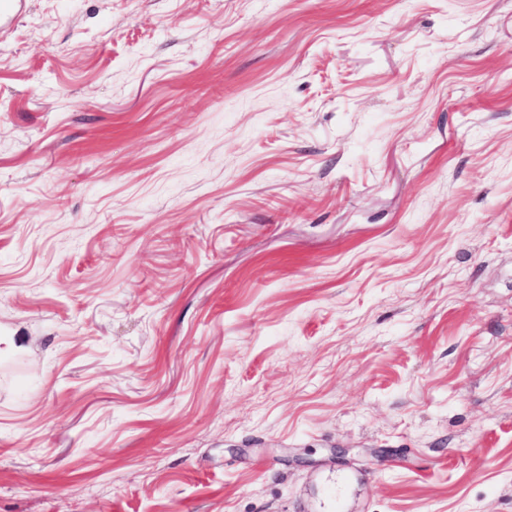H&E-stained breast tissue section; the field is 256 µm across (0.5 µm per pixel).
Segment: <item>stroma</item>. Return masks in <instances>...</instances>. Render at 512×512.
<instances>
[{
  "instance_id": "35a3bbf8",
  "label": "stroma",
  "mask_w": 512,
  "mask_h": 512,
  "mask_svg": "<svg viewBox=\"0 0 512 512\" xmlns=\"http://www.w3.org/2000/svg\"><path fill=\"white\" fill-rule=\"evenodd\" d=\"M352 471L355 512H512V0H29L0 512H319Z\"/></svg>"
}]
</instances>
